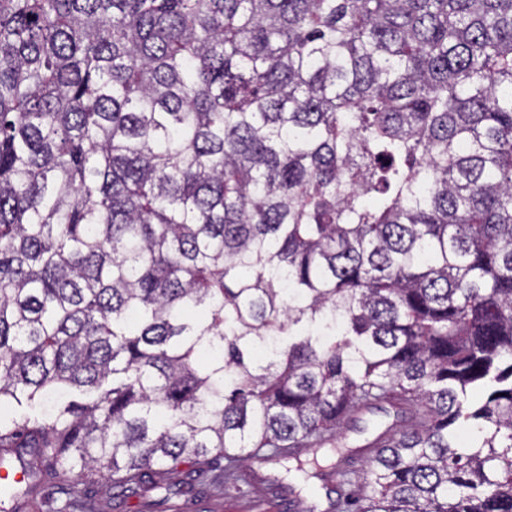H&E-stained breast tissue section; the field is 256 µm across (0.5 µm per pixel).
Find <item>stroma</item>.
Wrapping results in <instances>:
<instances>
[{
	"mask_svg": "<svg viewBox=\"0 0 512 512\" xmlns=\"http://www.w3.org/2000/svg\"><path fill=\"white\" fill-rule=\"evenodd\" d=\"M365 432L346 429L338 433V445L353 469H361L369 455L367 445L392 422L377 411L358 416ZM297 459L259 462L252 459L240 466L244 478L240 488L227 487L224 471L214 468L205 473L191 495H169L162 491H138L118 495L101 482H87L85 493L74 512H332L326 489L335 487V474L316 476L314 468L296 471Z\"/></svg>",
	"mask_w": 512,
	"mask_h": 512,
	"instance_id": "stroma-1",
	"label": "stroma"
}]
</instances>
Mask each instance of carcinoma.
Masks as SVG:
<instances>
[{
  "label": "carcinoma",
  "instance_id": "obj_1",
  "mask_svg": "<svg viewBox=\"0 0 512 512\" xmlns=\"http://www.w3.org/2000/svg\"><path fill=\"white\" fill-rule=\"evenodd\" d=\"M0 512L376 437L336 512H512V0H0ZM356 420H358L356 423L359 426L369 425V430L359 433L353 430V424L349 423L346 430L337 434V440L345 457L351 459L352 468L359 472L369 456V449L364 446L385 430L395 420V417L392 410L390 416H385L382 412L365 411L359 414ZM48 481L50 488L41 496L27 502L21 512H54L56 504L53 500L56 498L64 499L66 497L65 492L70 488V485L75 483L76 479L69 474L58 473L53 478H48ZM48 492L53 494L48 497L46 495Z\"/></svg>",
  "mask_w": 512,
  "mask_h": 512
}]
</instances>
